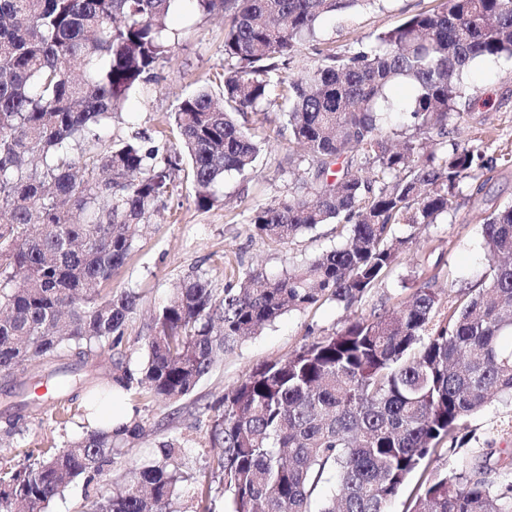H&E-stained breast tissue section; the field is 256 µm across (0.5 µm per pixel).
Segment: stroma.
Listing matches in <instances>:
<instances>
[{"label":"stroma","instance_id":"1","mask_svg":"<svg viewBox=\"0 0 512 512\" xmlns=\"http://www.w3.org/2000/svg\"><path fill=\"white\" fill-rule=\"evenodd\" d=\"M437 0H387L384 10L357 8V24L337 29L334 20L323 26V38L336 48L371 45L375 36L406 17L433 8ZM175 36L171 53L159 62L151 80L141 83L125 101L120 114L100 128L109 143L126 139L134 130L148 135L168 129L179 100L198 86L223 73L224 18L197 13L190 0H181L169 17ZM471 115L467 122L448 129L452 142L480 146L487 169L478 179L462 184L447 216L439 223L412 228L399 226L398 234L411 237L406 261L388 277L345 310L342 304L325 301L306 311H290L248 337L204 375L194 389L179 400L163 402L147 395L126 392L129 426L140 427L139 435L114 438L116 462L97 484L76 479L49 500L43 512H79L86 498H101L121 487L133 461L157 457L163 445L175 443L176 468L194 479L181 485L174 503L176 512H195L197 500L191 488H205L212 450L204 411L224 393L240 384L255 368L286 359L304 344L342 328L349 313L369 314L378 307H393L409 294L415 280L438 275L446 290L479 282L488 268L483 248L481 218L485 211L512 203V59L479 60L464 81ZM277 107H268L254 124L265 139L256 169L247 176H225L219 200L201 210L194 203L189 183L159 204L149 223L141 225L135 250L108 285L119 293L133 290L140 299L129 315L118 350L102 348L92 372L105 379L115 358H122L132 371L147 363V341L153 333V317L169 301L173 289L184 280L199 276L209 282L214 295L249 269L280 274L288 258H309L335 248L343 241L335 225L323 224L297 236L285 245L270 243L254 235L246 223L250 207L267 204L292 187L298 171L292 160L296 147L281 133ZM77 408L68 419L55 417L52 402L40 398V411L12 434L0 431V467H19L50 447H63L82 438L89 430L86 399L78 397ZM492 452L498 463L512 461V397L505 395L470 416L457 435L454 447L439 448L431 466L441 472L458 471L483 452Z\"/></svg>","mask_w":512,"mask_h":512}]
</instances>
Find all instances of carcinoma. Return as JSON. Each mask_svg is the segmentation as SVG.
<instances>
[{
  "mask_svg": "<svg viewBox=\"0 0 512 512\" xmlns=\"http://www.w3.org/2000/svg\"><path fill=\"white\" fill-rule=\"evenodd\" d=\"M179 0H0V413L9 433L31 416L32 367L59 390L82 386L81 368L102 343L118 347L139 295L101 294L130 257L134 226L178 190L181 170L208 209L228 174L246 175L260 151L248 115L265 111L274 78L288 141L302 150L296 184L249 209L258 236L285 244L319 224L346 241L289 264L278 276L249 270L212 294L206 281L175 288L154 318L137 377L121 360L90 398L134 386L162 400L187 395L224 352L285 312L327 300L350 309L402 260L394 228L437 223L460 184L484 168L482 151L448 143L464 118L463 79L479 58L512 57V0H439L386 29L366 50L327 46L286 80L298 48L322 43L328 19L344 28L360 0H190L224 15L222 99L200 88L174 115L183 152L134 132L106 145L98 133L131 90L170 53L167 19ZM401 84L398 105L387 91ZM404 112L397 144L383 112ZM82 215L84 219L75 220ZM489 288L443 300L438 276L396 307L348 318L287 359L256 368L208 407L211 493L233 512H386L407 479L468 417L512 395V204L483 218ZM92 431L47 448L42 459L0 469V512L43 505L77 478L114 464L112 437ZM162 459L128 469L88 512H174L182 481ZM485 453L450 475H430L411 512H512V466ZM498 472V479L491 478ZM335 491L319 511L324 474Z\"/></svg>",
  "mask_w": 512,
  "mask_h": 512,
  "instance_id": "1",
  "label": "carcinoma"
}]
</instances>
